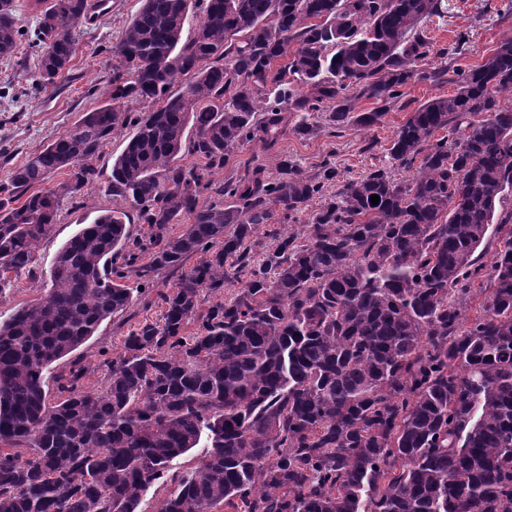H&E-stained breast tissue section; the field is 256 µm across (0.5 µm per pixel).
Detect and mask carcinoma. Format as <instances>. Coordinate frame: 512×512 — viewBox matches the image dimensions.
<instances>
[{
	"label": "carcinoma",
	"mask_w": 512,
	"mask_h": 512,
	"mask_svg": "<svg viewBox=\"0 0 512 512\" xmlns=\"http://www.w3.org/2000/svg\"><path fill=\"white\" fill-rule=\"evenodd\" d=\"M86 9L50 0L37 16L39 84L69 68ZM440 10L143 0L112 48L106 99L0 186V294L34 272L37 243L119 130L105 192L150 225L134 242L122 209L81 225L46 295L0 321V512H141L152 488L167 491L159 512H512V210L495 218L512 192V39L456 71V94L397 127L391 167L344 180L301 233L290 220L337 181L330 162L309 175L282 156L269 177L251 159L211 179L299 112L295 134L334 136L442 80L448 67L417 66L434 48L419 25ZM22 36L15 0H0V57ZM360 98L381 107L356 113ZM142 102L153 109L132 111ZM318 112L325 123L308 120ZM65 167L69 180L44 188ZM181 214L191 223L172 235ZM162 269L179 272L169 291L155 290ZM228 286L201 309L203 290ZM153 292L160 320L128 333L102 391L82 388L77 360L55 371ZM200 446L193 468L171 469Z\"/></svg>",
	"instance_id": "cac0c4a2"
}]
</instances>
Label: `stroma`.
<instances>
[{
	"label": "stroma",
	"instance_id": "1",
	"mask_svg": "<svg viewBox=\"0 0 512 512\" xmlns=\"http://www.w3.org/2000/svg\"><path fill=\"white\" fill-rule=\"evenodd\" d=\"M512 0H443L441 15L423 25L436 52L423 60L426 68L448 65L449 69L471 67L480 62L501 42L512 39ZM141 6V0H111V7L92 23L79 24L72 31L77 45L69 70L54 84L34 89L36 50L22 43L10 59L0 58V184L6 183L11 168L22 163L26 156L63 135L81 116L103 100L112 77V48L121 33ZM467 32L469 41L465 52L440 58L438 49L450 47L458 32ZM457 85L452 81L438 84L417 83L399 102L387 107L379 124L367 129H350L342 136L321 134L301 137L287 132L272 147L255 143L235 153L223 170L213 175L222 182L239 171L245 160L255 157L268 175H275V163L288 156L304 172L318 173L323 162L334 164L344 179L359 177L373 167L383 165L386 150L396 127L424 102L454 94ZM128 134L121 131L106 143L95 165L100 176L84 187L78 202H65L57 224L36 246V267L33 275L21 276L11 291L0 296V320L15 310L39 301L50 285L49 273L60 246L80 225L90 223L102 211L123 208L122 200L113 199L104 188L111 174L113 160L123 151ZM159 306H134L121 319L104 321L97 332L76 350L75 355L86 374L82 386L86 391H101L106 383L107 369L103 362L122 349L123 339L130 327L145 320H157Z\"/></svg>",
	"mask_w": 512,
	"mask_h": 512
}]
</instances>
